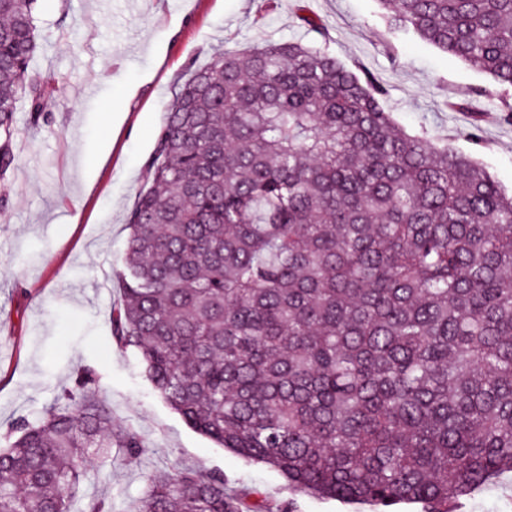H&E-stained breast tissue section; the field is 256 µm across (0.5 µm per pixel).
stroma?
Here are the masks:
<instances>
[{
  "label": "stroma",
  "instance_id": "1",
  "mask_svg": "<svg viewBox=\"0 0 512 512\" xmlns=\"http://www.w3.org/2000/svg\"><path fill=\"white\" fill-rule=\"evenodd\" d=\"M298 0H38L34 68L59 91L39 125L24 102L14 112L17 162L0 176V446L15 423L35 421L75 371L91 368L112 426L144 449L128 462L116 448L93 460L83 499L127 512L149 476L192 467L227 488L261 491L291 512H373L367 505L295 491L286 477L197 433L152 390L133 350L112 339L115 277L126 216L149 184V156L167 105L195 69L227 48L302 39ZM329 29V48L353 70L378 77L387 109L407 132L428 127L512 188V124L486 123L469 139L471 114L501 105L491 77L389 29L377 0H308ZM94 95H87V87ZM466 100L457 112L451 102Z\"/></svg>",
  "mask_w": 512,
  "mask_h": 512
}]
</instances>
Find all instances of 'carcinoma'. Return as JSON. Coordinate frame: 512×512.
Segmentation results:
<instances>
[{
    "instance_id": "carcinoma-1",
    "label": "carcinoma",
    "mask_w": 512,
    "mask_h": 512,
    "mask_svg": "<svg viewBox=\"0 0 512 512\" xmlns=\"http://www.w3.org/2000/svg\"><path fill=\"white\" fill-rule=\"evenodd\" d=\"M37 0H0V174L14 112L57 92L30 67ZM392 28L512 89V0H378ZM315 43L225 49L170 103L130 229L112 335L194 430L300 492L451 512L512 475V191L471 156L409 134L387 89ZM78 370L0 448L6 512L76 508L112 411ZM220 473L148 478L132 512H265Z\"/></svg>"
}]
</instances>
